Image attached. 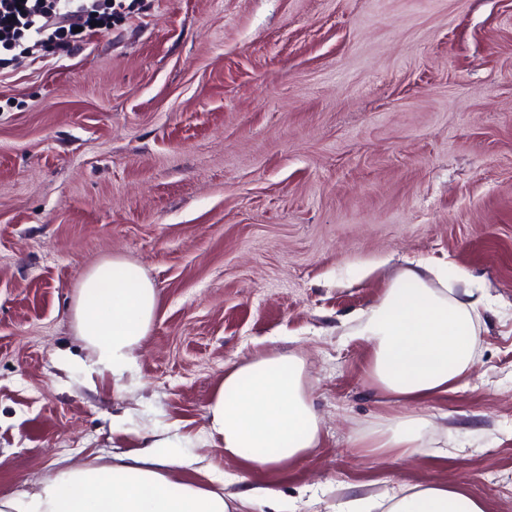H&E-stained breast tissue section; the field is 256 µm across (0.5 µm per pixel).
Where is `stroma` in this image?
Returning <instances> with one entry per match:
<instances>
[{
  "mask_svg": "<svg viewBox=\"0 0 512 512\" xmlns=\"http://www.w3.org/2000/svg\"><path fill=\"white\" fill-rule=\"evenodd\" d=\"M116 255L160 297L118 391L73 319ZM412 261L489 304L423 452L391 463L355 445L403 408L354 318ZM259 346L306 362L321 444L259 477L301 512L366 481L512 512V0H140L0 70V493L155 432L240 493L206 408Z\"/></svg>",
  "mask_w": 512,
  "mask_h": 512,
  "instance_id": "1",
  "label": "stroma"
}]
</instances>
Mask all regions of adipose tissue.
<instances>
[{
    "label": "adipose tissue",
    "instance_id": "obj_1",
    "mask_svg": "<svg viewBox=\"0 0 512 512\" xmlns=\"http://www.w3.org/2000/svg\"><path fill=\"white\" fill-rule=\"evenodd\" d=\"M486 296L470 277L447 275L425 264L402 269L383 297L361 312L355 336L369 346L367 375L406 414L389 419L365 445L388 462L417 454L429 420L421 408L455 390L473 369ZM159 294L145 275L121 257L92 265L77 289V333L91 348L100 372L120 381L136 364L149 335ZM305 362L288 352L258 351L231 360L207 407L211 437L243 472L279 473L306 459L321 443V427L304 381ZM190 459L169 438L143 437L117 463L65 468L32 492L0 495V512H239L261 503L267 512H297L270 487L236 495L206 488L186 475ZM336 512H486L480 499L445 484H405L393 493L338 503Z\"/></svg>",
    "mask_w": 512,
    "mask_h": 512
}]
</instances>
